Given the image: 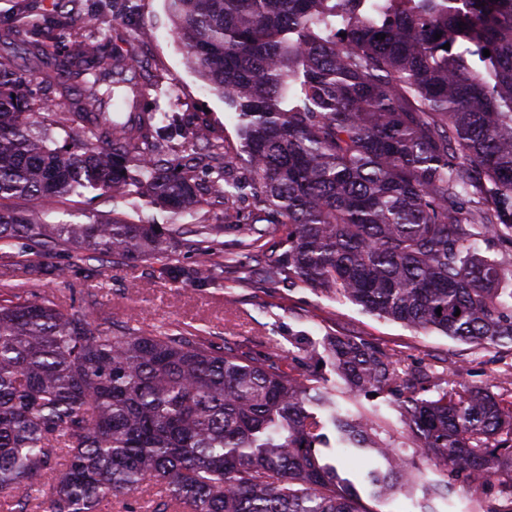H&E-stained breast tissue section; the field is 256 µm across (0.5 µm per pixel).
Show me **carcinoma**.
<instances>
[{
	"label": "carcinoma",
	"instance_id": "1",
	"mask_svg": "<svg viewBox=\"0 0 512 512\" xmlns=\"http://www.w3.org/2000/svg\"><path fill=\"white\" fill-rule=\"evenodd\" d=\"M167 2L188 63L237 112L248 177L232 175L205 126L190 153H160L157 113L138 105L136 56L93 35L49 56L23 26L0 39V200L49 205L94 187L193 214L202 165L215 174L206 191L247 239L215 261L223 224H174L165 236L116 216L43 224L0 210L1 246L172 262V238L189 234L204 260L178 277L205 281L222 268L417 331L512 342V265L476 248L489 237L512 248V0ZM33 82L69 99L91 146L57 147L54 128L30 113ZM247 188L258 206L245 213L234 204ZM272 224L288 232L267 248ZM23 269L32 281L66 275ZM323 348L350 391L392 399L407 440L446 472L428 500L460 487L474 512H512V404L424 361L400 375L387 350L354 336H329ZM326 421L340 443L386 460L371 472L379 494L419 478L372 423L341 414L331 390L285 371L274 346L139 335L74 306L0 299L8 512H98L107 499L134 512H366L324 460Z\"/></svg>",
	"mask_w": 512,
	"mask_h": 512
}]
</instances>
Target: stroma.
<instances>
[{
	"label": "stroma",
	"mask_w": 512,
	"mask_h": 512,
	"mask_svg": "<svg viewBox=\"0 0 512 512\" xmlns=\"http://www.w3.org/2000/svg\"><path fill=\"white\" fill-rule=\"evenodd\" d=\"M27 7L33 14L54 17L66 31L89 26L107 40L114 30H122L125 49L133 51L145 66L148 104L156 111L176 116L173 125L159 129L163 148L170 153L181 151L190 123H207L211 135L223 140L232 157L233 175L245 177L236 114L188 66L183 47L171 33L165 0H139L137 11L121 16L110 0H77L68 6L59 0H28ZM0 208L36 215L46 224H90L114 214L133 223L149 222L163 230L192 221L191 216L146 202L136 207L113 203L109 195L91 187L59 197L49 205L27 197L1 200ZM43 262L66 267L67 277L42 282L21 280L12 288V295L23 300L46 299L65 308L79 305L98 321L144 335L182 327L212 337L218 344L233 338L277 346L291 368L312 375L335 392L343 413L372 419L382 438L392 447L404 449L410 462L423 472L424 481L406 493L372 497L359 483L369 465L368 458L337 451L336 463L346 477L355 481L354 492L367 512H422L426 483L443 479L444 473L423 449L409 447L399 414L385 396L352 395L328 357L305 358L296 348L295 337L315 346L336 334L368 339L388 350L402 366L422 359L439 370L452 367L454 380L462 384L497 394L512 393V344L507 342L475 347L437 332H417L365 313L345 299L308 288L285 284L274 288L240 286L221 277L205 283L176 281L166 265L157 260L88 261L69 251L44 257Z\"/></svg>",
	"instance_id": "stroma-1"
}]
</instances>
